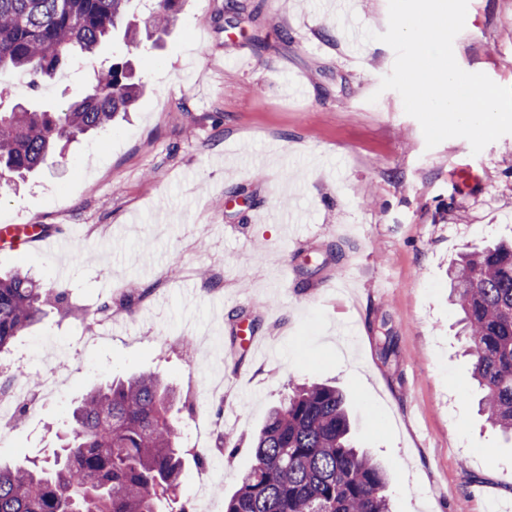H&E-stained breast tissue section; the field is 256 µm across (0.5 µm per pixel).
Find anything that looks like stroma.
<instances>
[{"label":"stroma","mask_w":512,"mask_h":512,"mask_svg":"<svg viewBox=\"0 0 512 512\" xmlns=\"http://www.w3.org/2000/svg\"><path fill=\"white\" fill-rule=\"evenodd\" d=\"M239 4L233 17L224 0H180L165 34H138L144 92L127 118L20 186L0 181V215L71 240L51 254L0 239V272L62 286L73 310L0 353V384L21 360L38 385L60 383L23 394L0 459L51 456L88 390L152 373L186 403L183 447L205 445L181 500L205 494L224 512L270 408L331 382L355 446L389 475L392 512L512 503V444L478 410L448 284L459 253L512 240V134L476 155L460 137L427 148L400 95L378 90L393 50L370 41L353 55L330 0ZM453 50L512 87V0H468ZM111 57L107 43L62 65L37 97L11 86L0 108L70 101ZM258 209L297 221L259 223ZM107 303L120 319L94 327ZM243 322L265 350L237 335Z\"/></svg>","instance_id":"1"}]
</instances>
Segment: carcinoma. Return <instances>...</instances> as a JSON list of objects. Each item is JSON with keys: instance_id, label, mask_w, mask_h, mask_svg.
Returning a JSON list of instances; mask_svg holds the SVG:
<instances>
[{"instance_id": "cac0c4a2", "label": "carcinoma", "mask_w": 512, "mask_h": 512, "mask_svg": "<svg viewBox=\"0 0 512 512\" xmlns=\"http://www.w3.org/2000/svg\"><path fill=\"white\" fill-rule=\"evenodd\" d=\"M132 0H0V85L13 72L33 87L59 64L90 57L107 40L121 53L96 70L81 98L59 109L15 105L0 111V179L23 178L69 143L107 129L140 94L126 55H142ZM145 28L164 32L179 0H151ZM463 313L464 353L482 392L479 411L512 439V242L461 256L449 272ZM68 314L66 289L17 270L0 276V351L47 310ZM176 393L151 374L112 380L88 392L51 458L0 465V512H160L168 501L191 512L177 490L185 466L172 415ZM343 392L302 383L273 408L252 440L253 466L225 512H391L383 466L355 448Z\"/></svg>"}]
</instances>
